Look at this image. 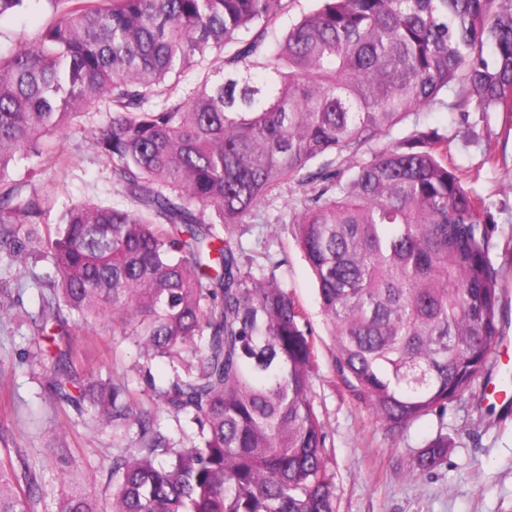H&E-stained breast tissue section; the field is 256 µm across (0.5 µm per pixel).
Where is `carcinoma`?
Returning a JSON list of instances; mask_svg holds the SVG:
<instances>
[{
  "label": "carcinoma",
  "mask_w": 512,
  "mask_h": 512,
  "mask_svg": "<svg viewBox=\"0 0 512 512\" xmlns=\"http://www.w3.org/2000/svg\"><path fill=\"white\" fill-rule=\"evenodd\" d=\"M32 1L53 22L0 55V249L41 214L8 178L15 155L106 105L90 144L135 206L80 204L53 236L28 229L59 275L32 320L43 334L67 311L108 317L146 360L178 363L156 396L196 438L176 447L125 385L83 384L55 356L62 401L135 430L112 460L111 512H335L287 257L264 245L257 274L229 228L305 189L263 222L293 226L355 400L401 430L463 395L500 337L501 289L483 199L416 114L450 90L451 111L512 113V0H320L279 34L282 0H0V17ZM205 62L221 80L171 100ZM446 451L431 441L417 466ZM23 482L1 458L0 512H30ZM54 512L98 508L73 487Z\"/></svg>",
  "instance_id": "1"
}]
</instances>
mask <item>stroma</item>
Instances as JSON below:
<instances>
[{
    "label": "stroma",
    "instance_id": "obj_1",
    "mask_svg": "<svg viewBox=\"0 0 512 512\" xmlns=\"http://www.w3.org/2000/svg\"><path fill=\"white\" fill-rule=\"evenodd\" d=\"M47 8L0 18V50L31 39L50 22ZM106 113L90 108L50 139L52 154L20 156L10 174L24 193L44 200L41 225L57 227L72 206L91 201L111 206L125 200L112 185L109 164L90 146ZM421 126L447 131L455 162L469 169L470 186L484 200L491 237L490 259L502 288V327L512 334V117L500 113L461 115L434 105L417 115ZM497 157L484 161L485 153ZM272 253L286 252L279 277L305 307L316 341L312 396L328 434L329 472L336 512H512V403L487 398L497 369L486 363L461 400L392 431L352 399L332 366V342L321 313L316 282L290 230L271 240ZM25 259L0 253V456L24 460L36 478L34 512H52L69 487L93 495L101 512L112 501V457L130 439L114 436L91 411L60 402L51 386L52 355L72 350L82 378L117 380L149 407L161 430L174 434L169 411L156 401L171 369L166 359L145 361L133 337L102 320L76 322L39 334L28 314L37 294L57 278L53 258L38 242H25ZM448 439L443 463L429 473H411V463L433 439Z\"/></svg>",
    "mask_w": 512,
    "mask_h": 512
}]
</instances>
